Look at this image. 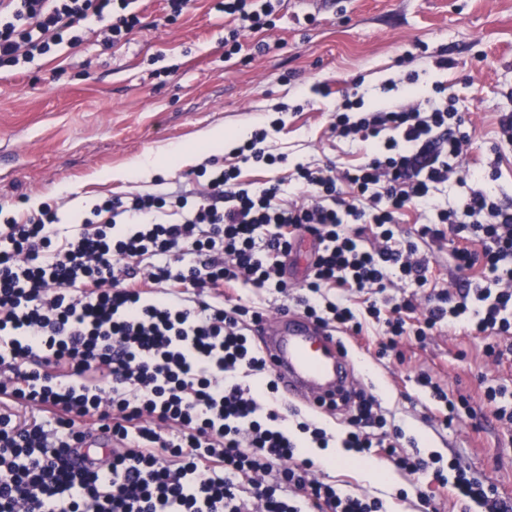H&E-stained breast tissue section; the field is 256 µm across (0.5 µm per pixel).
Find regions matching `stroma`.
Here are the masks:
<instances>
[{
	"label": "stroma",
	"mask_w": 512,
	"mask_h": 512,
	"mask_svg": "<svg viewBox=\"0 0 512 512\" xmlns=\"http://www.w3.org/2000/svg\"><path fill=\"white\" fill-rule=\"evenodd\" d=\"M142 27L116 48L85 33L50 56L23 66L0 65V213L24 220L33 203L56 206L63 221L86 215L113 196L183 190L199 193L207 179L200 151L149 181L105 180L106 169L125 167L147 151L191 145L200 131L221 125L246 133L266 128L265 147L285 163H241L232 149L219 153L237 167L241 182L270 180L295 193L300 164L361 162L365 146L336 139L331 115L347 88L365 101L384 96L385 80L418 72L417 86L454 87L470 121L475 146L492 161L501 113H512V0H333L320 10L279 0L276 26L243 32L239 53H224L228 18L214 0H194L168 21L165 0H134ZM445 56L454 65L439 69ZM485 337L444 327L425 341L404 337L397 353L378 356L375 336L346 339L353 377L375 396L388 421L416 438L423 457L458 461L470 477L512 500V425L498 421L482 392L512 389V351L500 363L484 356ZM428 373L449 398L470 406L451 425L430 389ZM370 459L389 474L370 482L362 465L322 466L323 481L361 497L382 499L386 512H460L452 486L432 471L398 470L384 452Z\"/></svg>",
	"instance_id": "obj_1"
}]
</instances>
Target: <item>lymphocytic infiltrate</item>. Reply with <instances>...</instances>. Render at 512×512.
<instances>
[{
    "instance_id": "f902f5d3",
    "label": "lymphocytic infiltrate",
    "mask_w": 512,
    "mask_h": 512,
    "mask_svg": "<svg viewBox=\"0 0 512 512\" xmlns=\"http://www.w3.org/2000/svg\"><path fill=\"white\" fill-rule=\"evenodd\" d=\"M129 0H0V64L13 66L76 45L84 21L107 45L140 26ZM240 30L273 26L274 0H218ZM446 86L422 97L365 103L344 97L332 115L338 138L368 149L362 163L298 166L300 201L282 204L279 184L249 189L237 169H216L201 199L147 193L96 204L92 219L64 228L50 205L0 224V400L35 412L0 411V512H384L382 500L313 478L302 439L328 447L317 417L288 427L272 405L278 385L250 338L262 312L224 306L238 284L287 290L286 259L300 233L316 251L296 303L314 322L353 336L377 325L380 351L422 312L416 337L457 324L473 336L512 334V206L493 186L496 171L471 162L467 120ZM464 187L452 206L440 185ZM425 221L401 239L399 219ZM452 240L458 271L481 266L480 283L386 296L396 283L431 282L432 248ZM480 244L470 250L469 242ZM360 308H352L349 295ZM266 375L251 387L243 375ZM385 428L374 396L346 420L342 447L379 449L400 470L429 469L398 453L405 432ZM113 447L85 448L89 429ZM453 486L484 512L512 500L454 463Z\"/></svg>"
}]
</instances>
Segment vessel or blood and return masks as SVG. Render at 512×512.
I'll list each match as a JSON object with an SVG mask.
<instances>
[{
	"label": "vessel or blood",
	"mask_w": 512,
	"mask_h": 512,
	"mask_svg": "<svg viewBox=\"0 0 512 512\" xmlns=\"http://www.w3.org/2000/svg\"><path fill=\"white\" fill-rule=\"evenodd\" d=\"M256 334L267 366L288 399L326 414L347 396L353 363L329 329L286 313L263 319Z\"/></svg>",
	"instance_id": "vessel-or-blood-1"
}]
</instances>
